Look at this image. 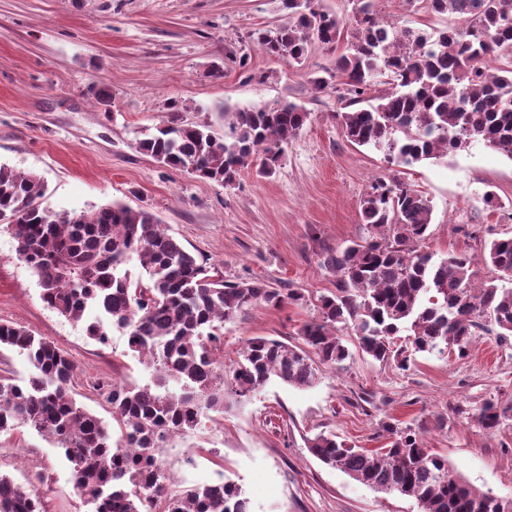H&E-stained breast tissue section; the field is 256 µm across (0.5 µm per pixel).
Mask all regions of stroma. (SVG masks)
Masks as SVG:
<instances>
[{"instance_id": "1", "label": "stroma", "mask_w": 512, "mask_h": 512, "mask_svg": "<svg viewBox=\"0 0 512 512\" xmlns=\"http://www.w3.org/2000/svg\"><path fill=\"white\" fill-rule=\"evenodd\" d=\"M388 21L436 31L450 15L377 0ZM281 20L278 0H0V163L39 174L42 204L62 214L119 201L158 216L211 275L301 290L302 304L245 308L224 326V362L247 339L297 343L318 318L319 298L336 289L326 251L366 236L361 200L377 177L395 173L432 201L425 248L479 256L484 240L512 236V160L481 144L411 167L388 169L380 153L351 144L336 121L345 102L335 88L315 93L311 75L333 68L337 50L314 46L303 66L268 56L248 35ZM109 93L111 107L99 104ZM179 111H172L171 103ZM303 105L310 119L284 146L275 175L241 170L229 186L157 163L139 139L173 122L212 123L221 107ZM493 194L485 202V194ZM37 277L0 226V322L53 340L76 365L73 395L111 420L101 392L118 382L143 386L152 370L127 348L122 330L107 344L80 322L46 308ZM342 365L320 366L307 389L270 380L250 401L188 434L169 437L159 455L172 492L228 479L252 512H420L409 497L379 493L323 464L306 441L335 434L376 449L381 426L422 431L428 447L474 486L512 497V420L485 433L474 415L483 402L512 404V335L485 324L465 358L415 355L409 369L379 363L353 331ZM45 512H86L71 465L46 436L21 428L0 436V473L27 483L33 471Z\"/></svg>"}]
</instances>
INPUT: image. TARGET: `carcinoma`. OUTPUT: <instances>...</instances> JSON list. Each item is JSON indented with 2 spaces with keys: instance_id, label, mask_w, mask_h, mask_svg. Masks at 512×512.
Segmentation results:
<instances>
[{
  "instance_id": "carcinoma-1",
  "label": "carcinoma",
  "mask_w": 512,
  "mask_h": 512,
  "mask_svg": "<svg viewBox=\"0 0 512 512\" xmlns=\"http://www.w3.org/2000/svg\"><path fill=\"white\" fill-rule=\"evenodd\" d=\"M343 20L319 0H282L284 19L258 29L251 41L271 57L300 65L318 42H346L328 76L310 78L325 91L343 79L347 106L336 113L347 140L381 152L386 163L410 167L481 142L512 160V0H421L422 8L457 23L436 32L392 25L376 0H352ZM224 136L209 122L175 124L137 142L156 161L199 179L235 182L249 164L264 177L280 167L283 144L310 113L295 103L222 110ZM41 176L0 163V222L16 241L20 260L38 276L45 306L85 324L104 345L117 327L129 352L153 368L152 384L108 388L119 426L115 436L72 395L76 366L53 341L19 325L0 324V345L35 368L17 382L0 375V434L33 429L61 449L72 465L76 494L88 512H249L230 480L175 494L157 457L171 435L196 429L227 398L242 404L272 378L312 386L318 364L349 357L339 332L353 329L362 351L401 369L411 354L468 355L483 321L512 335V238L485 244L481 261L435 257L420 250L432 221L425 193L398 178L375 180L361 201L369 236L326 258L336 291L320 297V317L297 330L301 345L256 336L224 371V324L244 308L298 304L260 281L228 284L214 278L155 214L120 202L91 214H57L41 206ZM496 277L483 280L479 264ZM141 274L133 278L130 267ZM407 332L411 347L397 345ZM512 405L485 402L475 414L497 431ZM387 447L354 448L336 436L307 441L311 453L351 479L386 494L414 498L421 512H512V500L468 483L448 459L428 448L421 432L388 423ZM40 472L27 484L0 473V512H42Z\"/></svg>"
}]
</instances>
